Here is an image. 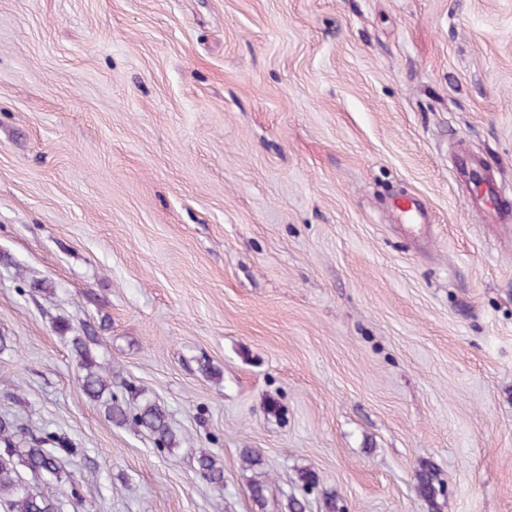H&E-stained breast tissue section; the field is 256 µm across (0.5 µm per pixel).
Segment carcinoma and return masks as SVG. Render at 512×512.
<instances>
[{
    "mask_svg": "<svg viewBox=\"0 0 512 512\" xmlns=\"http://www.w3.org/2000/svg\"><path fill=\"white\" fill-rule=\"evenodd\" d=\"M72 346L79 356L78 379L84 393L105 404L109 419L129 422L146 430L154 438L158 450L172 449L176 435L171 430L164 410L150 401L141 405L136 413L127 414L124 399L112 392L110 370L97 363L86 351L84 339L75 336ZM73 449L56 436L43 430L16 431L11 421L0 419V508L3 512H58L59 505L38 487L27 482L16 468L19 460L31 472L49 480H60L66 466L71 463ZM198 468L204 479L211 483L224 482V468L214 458L201 456ZM436 476L429 468L418 473L416 491L426 500L434 497Z\"/></svg>",
    "mask_w": 512,
    "mask_h": 512,
    "instance_id": "1",
    "label": "carcinoma"
}]
</instances>
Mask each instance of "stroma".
Segmentation results:
<instances>
[{"instance_id":"35a3bbf8","label":"stroma","mask_w":512,"mask_h":512,"mask_svg":"<svg viewBox=\"0 0 512 512\" xmlns=\"http://www.w3.org/2000/svg\"><path fill=\"white\" fill-rule=\"evenodd\" d=\"M462 156L512 203V0H0V417L74 449L60 512H512V221ZM502 192L501 187L493 180H486L484 177L481 180L480 185L472 191L469 196V205L480 206L484 205L493 208L495 211L494 220L498 222H508L510 215L507 211H499L494 208L496 204L497 196ZM71 343L80 358L78 379L84 393L90 399L103 400L109 419L121 423L131 422L134 427L142 428L150 433L158 450L168 449L171 451L172 447L176 445V435L169 426L166 412L157 404L146 401L136 413L128 415L124 399L112 392L109 368L100 365L89 356L82 336L73 337Z\"/></svg>"}]
</instances>
